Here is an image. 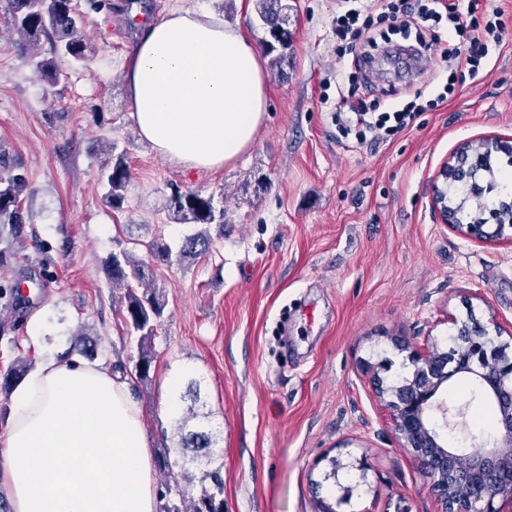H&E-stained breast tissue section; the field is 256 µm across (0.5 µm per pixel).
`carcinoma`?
Listing matches in <instances>:
<instances>
[{"instance_id": "cac0c4a2", "label": "carcinoma", "mask_w": 512, "mask_h": 512, "mask_svg": "<svg viewBox=\"0 0 512 512\" xmlns=\"http://www.w3.org/2000/svg\"><path fill=\"white\" fill-rule=\"evenodd\" d=\"M257 14L270 39L265 41L266 52L274 55L277 64L287 57L291 47L288 31V0H256ZM0 23L19 33L25 40L23 58L35 75L49 86L58 83L59 70L53 58L43 53L41 40L58 38L65 41L71 64L81 66L89 60L90 45L84 33L82 14L73 0H0ZM106 159L101 168V182L106 187L104 203L120 209L125 201L129 183L126 152L118 151L114 141L103 145ZM29 189V181L22 163L0 148V225L15 226L24 223L22 198ZM169 215L177 224H193L200 230L186 236L178 250L157 238L144 243L148 257L166 264L180 263L202 254L209 247L210 225L224 224V199L203 196L196 192L178 193L168 203ZM105 271L112 284L125 290V324L137 336L138 356L135 373L140 380L149 378L156 353L153 348L158 328L165 319L166 295L156 288L152 266L125 247L105 261ZM0 301L17 312L22 302L21 284L13 283L0 288ZM25 360L15 361L0 374V389L8 392L29 370ZM198 419V413H189L176 421L177 447L185 450H206L212 446V435L202 425L189 429V423ZM172 449L164 447L158 457L159 470L165 481L159 491L164 501L161 512H224L223 465H218L200 477L201 490L196 496L186 488L194 477L171 456Z\"/></svg>"}]
</instances>
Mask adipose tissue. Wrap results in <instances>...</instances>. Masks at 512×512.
Here are the masks:
<instances>
[{
  "mask_svg": "<svg viewBox=\"0 0 512 512\" xmlns=\"http://www.w3.org/2000/svg\"><path fill=\"white\" fill-rule=\"evenodd\" d=\"M124 78L130 116L171 163L216 170L254 142L267 109L260 49L190 10L146 23ZM0 495L11 512H158L154 461L129 378L42 358L11 393Z\"/></svg>",
  "mask_w": 512,
  "mask_h": 512,
  "instance_id": "1",
  "label": "adipose tissue"
}]
</instances>
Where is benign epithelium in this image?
Returning <instances> with one entry per match:
<instances>
[{
  "instance_id": "obj_1",
  "label": "benign epithelium",
  "mask_w": 512,
  "mask_h": 512,
  "mask_svg": "<svg viewBox=\"0 0 512 512\" xmlns=\"http://www.w3.org/2000/svg\"><path fill=\"white\" fill-rule=\"evenodd\" d=\"M468 156L445 161L432 184L434 219L446 224L458 235L480 242L509 241L512 225L482 219L471 224H455L448 212V174L465 177ZM448 322L457 336L447 350L431 344L411 349L406 373L394 384H386L380 372L388 369L382 362L368 366L369 380L380 404L389 412L399 446L433 480L432 492L438 512H512V333L502 338L503 330L478 319ZM455 377H471L487 393L495 406L497 434L494 438L472 439L468 448H450L441 442L431 414H440L442 426L454 429L466 414L463 406H449L439 397L443 387ZM356 468L365 479L366 464L340 456L328 458L324 479L333 480L340 491L337 503L351 500L355 487L344 485L339 473Z\"/></svg>"
}]
</instances>
